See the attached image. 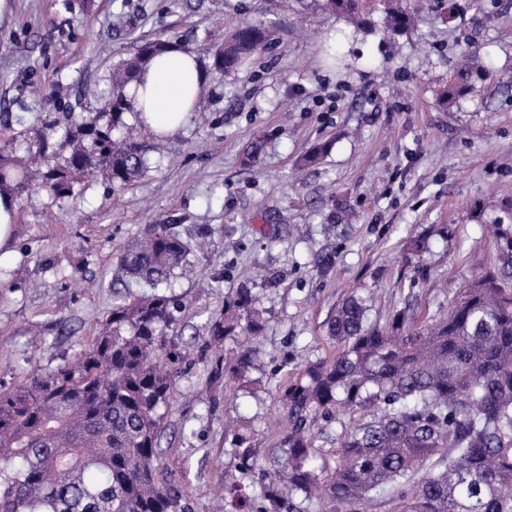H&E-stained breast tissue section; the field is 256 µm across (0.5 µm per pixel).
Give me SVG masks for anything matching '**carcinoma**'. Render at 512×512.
<instances>
[{"mask_svg": "<svg viewBox=\"0 0 512 512\" xmlns=\"http://www.w3.org/2000/svg\"><path fill=\"white\" fill-rule=\"evenodd\" d=\"M321 11L387 39L408 33L427 0H315ZM270 31L237 26L212 51L218 75L247 63ZM146 42L112 74L108 111L60 126L47 123L26 158L0 150V195L22 197L34 185L64 197L87 172L125 186L147 170L158 148L129 133L131 103L123 94L139 69L162 47ZM437 96L450 108L490 72L469 47ZM70 147L60 161L51 141ZM497 263L459 291L448 313L418 325L396 313L388 328L365 324L366 307L352 298L337 311L328 334L336 355L309 366L288 384L281 401L291 422L285 437L283 481L261 487L251 512H298L296 500L324 499L328 512H365L370 494L398 492L396 512H512V228ZM191 252L188 242L156 224L120 254L126 277L143 288L112 307L91 346L73 361L0 390V512H185L181 487L158 471L163 454L159 409L171 398L185 354L166 338L179 300L165 292ZM254 298L238 307L249 331L261 330ZM368 420L341 435L337 462L323 481L314 464L308 421L337 409ZM232 447L249 468L251 447L238 434ZM413 491H403L405 482Z\"/></svg>", "mask_w": 512, "mask_h": 512, "instance_id": "cac0c4a2", "label": "carcinoma"}]
</instances>
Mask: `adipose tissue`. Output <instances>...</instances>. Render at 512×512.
<instances>
[{"instance_id": "obj_1", "label": "adipose tissue", "mask_w": 512, "mask_h": 512, "mask_svg": "<svg viewBox=\"0 0 512 512\" xmlns=\"http://www.w3.org/2000/svg\"><path fill=\"white\" fill-rule=\"evenodd\" d=\"M206 82L197 54L171 44L148 61L125 93L147 125L168 138L186 128Z\"/></svg>"}]
</instances>
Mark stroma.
Segmentation results:
<instances>
[{"label": "stroma", "mask_w": 512, "mask_h": 512, "mask_svg": "<svg viewBox=\"0 0 512 512\" xmlns=\"http://www.w3.org/2000/svg\"><path fill=\"white\" fill-rule=\"evenodd\" d=\"M0 19V148L24 150L37 130L92 118L112 93V69L147 40L197 53L230 22L262 23L270 41L246 65L210 75L188 126L124 188L91 177L71 196L33 191L16 203L17 231L0 260V389L71 360L113 305L140 294L121 271L123 245L167 224L193 244L192 272L172 291L176 334L190 349L178 392L160 415L162 464L189 512H217L226 485L258 486L283 463L288 417L280 395L338 346L328 324L349 297L368 324L397 310L447 312L466 279L512 226V0H430L395 40L299 8L296 0H9ZM493 73L445 109L436 93L464 46ZM255 160L245 150L256 134ZM316 144L327 152L302 167ZM426 240L423 252L410 240ZM258 297L259 336L235 309ZM233 332L214 343L210 320ZM251 363L210 382L215 361ZM353 413L312 420L317 463L336 466ZM248 429L245 473L232 436Z\"/></svg>", "instance_id": "35a3bbf8"}]
</instances>
